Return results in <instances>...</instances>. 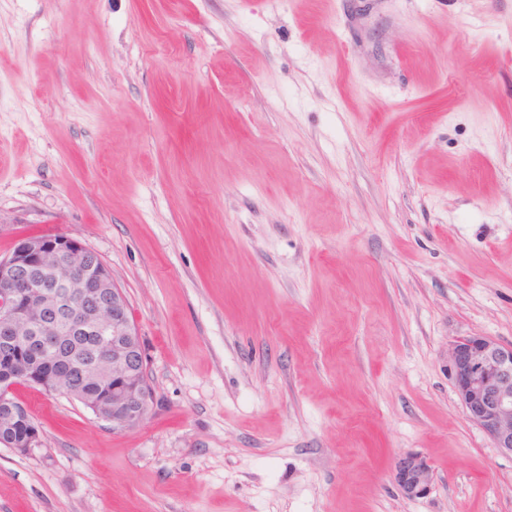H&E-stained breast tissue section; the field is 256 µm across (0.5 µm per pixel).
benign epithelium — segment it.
<instances>
[{"label":"benign epithelium","mask_w":512,"mask_h":512,"mask_svg":"<svg viewBox=\"0 0 512 512\" xmlns=\"http://www.w3.org/2000/svg\"><path fill=\"white\" fill-rule=\"evenodd\" d=\"M77 336L92 341L90 360L64 366L62 350ZM24 337L39 341L42 367L15 364V345ZM0 361L14 367L0 375V397L8 398L19 385L58 393V382L67 375L75 386L66 394L117 430L140 425L152 399L142 376L146 355L126 296L100 256L66 235L20 234L10 256L0 260ZM449 362L466 417L501 454L512 457V344L462 337L453 343ZM94 386L107 387V394L89 396ZM0 433V444L19 454L41 442L35 422L19 432L7 422ZM392 474L407 498L430 491L432 468L417 453L399 457Z\"/></svg>","instance_id":"1"}]
</instances>
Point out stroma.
Here are the masks:
<instances>
[{
    "instance_id": "1",
    "label": "stroma",
    "mask_w": 512,
    "mask_h": 512,
    "mask_svg": "<svg viewBox=\"0 0 512 512\" xmlns=\"http://www.w3.org/2000/svg\"><path fill=\"white\" fill-rule=\"evenodd\" d=\"M21 233L101 256L153 400L17 387L0 512H512L449 365L512 343V0H0ZM0 428L5 437L1 439V445L11 448L16 453H29L32 448L38 447L41 442V429L35 421L25 423L23 429L19 432H15L14 427L9 422L2 424ZM392 474L407 498H421L430 491L432 468L426 458L417 453H407L399 457L394 463Z\"/></svg>"
}]
</instances>
